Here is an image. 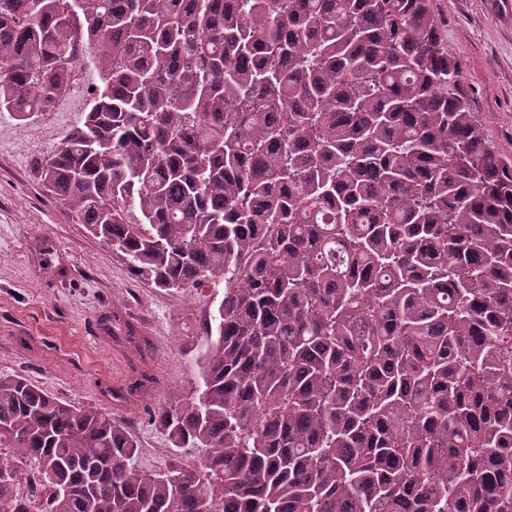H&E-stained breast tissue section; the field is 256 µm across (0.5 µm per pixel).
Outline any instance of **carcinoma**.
Returning <instances> with one entry per match:
<instances>
[{
  "mask_svg": "<svg viewBox=\"0 0 512 512\" xmlns=\"http://www.w3.org/2000/svg\"><path fill=\"white\" fill-rule=\"evenodd\" d=\"M430 0H0V112L100 75L41 165L156 288L224 285L148 473L0 375V512H512V157Z\"/></svg>",
  "mask_w": 512,
  "mask_h": 512,
  "instance_id": "obj_1",
  "label": "carcinoma"
}]
</instances>
